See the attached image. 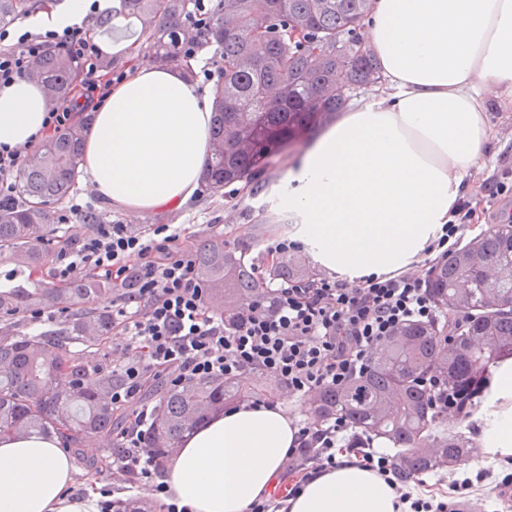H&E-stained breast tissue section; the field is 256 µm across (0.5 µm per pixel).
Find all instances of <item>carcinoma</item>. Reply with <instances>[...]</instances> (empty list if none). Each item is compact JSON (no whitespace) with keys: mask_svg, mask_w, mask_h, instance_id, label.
Returning <instances> with one entry per match:
<instances>
[{"mask_svg":"<svg viewBox=\"0 0 512 512\" xmlns=\"http://www.w3.org/2000/svg\"><path fill=\"white\" fill-rule=\"evenodd\" d=\"M37 0H0V24L36 8ZM372 0H216L206 37L223 61L211 89L213 112L202 181L215 196L233 184L256 186L273 160L331 122L347 93L380 82V63L361 27ZM194 0H118L113 15L142 28L140 53L153 63L184 66L180 45ZM81 65L54 48L36 60L29 79L63 99L81 79ZM87 124L56 135L31 155L16 201L0 204V247L11 269L0 284V435H60L77 453L86 439L109 437L120 413L112 388L121 377L95 356L71 350L112 339V314L95 301L112 284L86 277L61 288L33 279L48 264L56 238L51 203L63 200L78 176ZM198 278L224 299V314L266 297L251 266L214 237L195 247ZM306 265L284 257L270 270L281 281L301 278ZM440 310L433 323L398 327L373 351L367 368L342 386L317 392L315 421L341 416L358 437L387 439L406 478L469 462L473 443L455 429L482 401L499 359L512 356V225L500 224L448 253L426 278ZM69 299L83 304L64 326L34 336L14 318ZM287 388L262 373L201 378L165 389L145 438L159 464L183 437L224 405Z\"/></svg>","mask_w":512,"mask_h":512,"instance_id":"carcinoma-1","label":"carcinoma"}]
</instances>
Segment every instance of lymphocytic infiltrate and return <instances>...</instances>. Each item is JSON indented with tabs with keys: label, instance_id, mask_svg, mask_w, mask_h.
<instances>
[{
	"label": "lymphocytic infiltrate",
	"instance_id": "1",
	"mask_svg": "<svg viewBox=\"0 0 512 512\" xmlns=\"http://www.w3.org/2000/svg\"><path fill=\"white\" fill-rule=\"evenodd\" d=\"M51 45L66 48L82 64L77 99L102 104L121 74L103 72L98 48L81 25L38 33L0 27V87L27 78L33 62ZM189 232L174 224L155 225L143 235L129 225L100 224L77 248L57 254L53 277L67 283L86 268L111 280L112 325L139 357L120 366L123 378L112 405L130 410L112 465L132 484L144 487L162 512H188L178 505L147 448L143 426L148 407L132 403L150 380L180 385L202 377H239L260 372L281 381L291 395L306 397L347 383L365 368L371 352L408 322H431L439 312L426 293L420 270L398 276H368L348 283L326 275L294 279L268 289L265 301L246 307L242 321L228 325L206 300L195 273ZM350 426L344 418L302 422L299 445L287 458L303 477L335 467ZM359 466L376 470L396 490L409 512H459L455 495L471 492L475 478L454 480L453 498L415 497L393 456L369 448L354 451Z\"/></svg>",
	"mask_w": 512,
	"mask_h": 512
}]
</instances>
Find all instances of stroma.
Segmentation results:
<instances>
[{"label": "stroma", "instance_id": "obj_1", "mask_svg": "<svg viewBox=\"0 0 512 512\" xmlns=\"http://www.w3.org/2000/svg\"><path fill=\"white\" fill-rule=\"evenodd\" d=\"M489 119L499 128V139L491 152L481 158L464 178L463 197L470 201L476 212L472 227L465 233L469 239L489 228L487 205L482 197L476 194L479 182L487 176L512 171V103H500L495 112L490 113ZM300 154V149L295 148L279 155L256 188L245 189L235 184L226 187L223 196L220 197L212 196L207 190L202 189L194 201L178 210L145 211L133 216L94 193L87 182L80 178L77 179L70 198L54 204L53 211L55 217L63 218L62 229L75 244L91 236L95 231L93 223L68 219L67 214L72 202L79 201L88 203L93 212L105 214L107 220L130 225L145 235L149 234L156 224L198 225L200 238L221 237L225 246L242 254L247 263L265 266L270 262L269 256L264 252L266 245L276 238L287 236L294 223L288 212L276 207L275 194L290 169L297 163ZM110 452L109 446L94 438L87 443L80 455L74 456L76 480L71 487L72 493H83L84 477L92 473L96 475L99 487L112 489L116 499H149L148 491L129 487L125 477L113 472L111 465L107 463ZM481 468L489 470L497 480L512 471V465L507 464L506 460L490 461L483 456L471 458L465 470L473 474ZM462 471L455 469L423 475L411 481L410 486L417 494L437 498L448 497L452 494V480L459 478Z\"/></svg>", "mask_w": 512, "mask_h": 512}]
</instances>
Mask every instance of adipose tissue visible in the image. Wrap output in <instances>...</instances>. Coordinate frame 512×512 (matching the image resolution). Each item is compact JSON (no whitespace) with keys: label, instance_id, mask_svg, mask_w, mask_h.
I'll use <instances>...</instances> for the list:
<instances>
[{"label":"adipose tissue","instance_id":"ef3b65f1","mask_svg":"<svg viewBox=\"0 0 512 512\" xmlns=\"http://www.w3.org/2000/svg\"><path fill=\"white\" fill-rule=\"evenodd\" d=\"M363 36L386 93L346 109L315 138L276 195L314 263L356 282L411 268L457 208L462 179L497 137L490 100L512 97V0H373ZM45 87L0 88V144L48 139ZM195 84L139 65L91 114L81 165L94 190L136 214L193 199L211 143ZM480 441L512 457V358L487 389ZM298 427L281 404L213 415L176 449L165 481L191 512H246L270 490ZM70 458L56 437H0V512H95L97 483L67 497ZM394 488L348 462L310 478L289 512H398Z\"/></svg>","mask_w":512,"mask_h":512}]
</instances>
